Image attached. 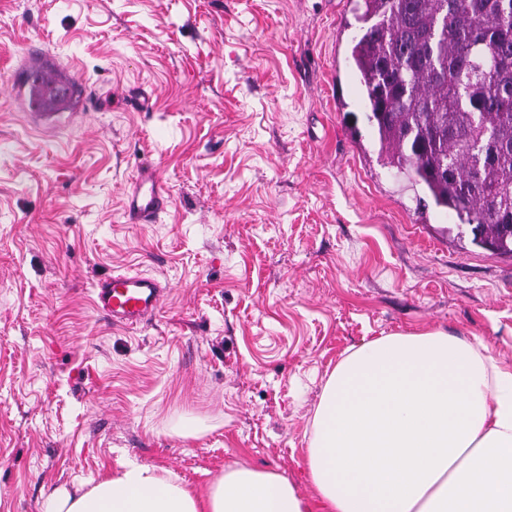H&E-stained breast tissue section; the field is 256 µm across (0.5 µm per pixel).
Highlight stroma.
<instances>
[{
	"instance_id": "1",
	"label": "stroma",
	"mask_w": 512,
	"mask_h": 512,
	"mask_svg": "<svg viewBox=\"0 0 512 512\" xmlns=\"http://www.w3.org/2000/svg\"><path fill=\"white\" fill-rule=\"evenodd\" d=\"M351 0H0V512L160 467L230 466L309 497L325 382L353 348L443 329L512 365V256L451 233L377 162ZM36 51L87 101L20 108ZM170 204L128 220L137 167ZM164 288L135 328L95 284Z\"/></svg>"
}]
</instances>
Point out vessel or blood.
<instances>
[{
  "label": "vessel or blood",
  "instance_id": "vessel-or-blood-1",
  "mask_svg": "<svg viewBox=\"0 0 512 512\" xmlns=\"http://www.w3.org/2000/svg\"><path fill=\"white\" fill-rule=\"evenodd\" d=\"M29 84L54 82V69L44 59L36 57L25 63ZM166 189L153 164H141L132 181L126 212L144 224L152 223L165 210ZM163 289L153 278L137 273H118L96 284L95 304L113 324L128 328L146 322L157 310Z\"/></svg>",
  "mask_w": 512,
  "mask_h": 512
}]
</instances>
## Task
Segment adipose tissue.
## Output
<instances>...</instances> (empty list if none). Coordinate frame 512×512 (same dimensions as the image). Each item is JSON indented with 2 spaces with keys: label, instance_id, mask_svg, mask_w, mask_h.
<instances>
[{
  "label": "adipose tissue",
  "instance_id": "ef3b65f1",
  "mask_svg": "<svg viewBox=\"0 0 512 512\" xmlns=\"http://www.w3.org/2000/svg\"><path fill=\"white\" fill-rule=\"evenodd\" d=\"M307 468L310 499L238 466L199 495L130 461L49 512H512V366L442 330L368 341L325 384Z\"/></svg>",
  "mask_w": 512,
  "mask_h": 512
}]
</instances>
